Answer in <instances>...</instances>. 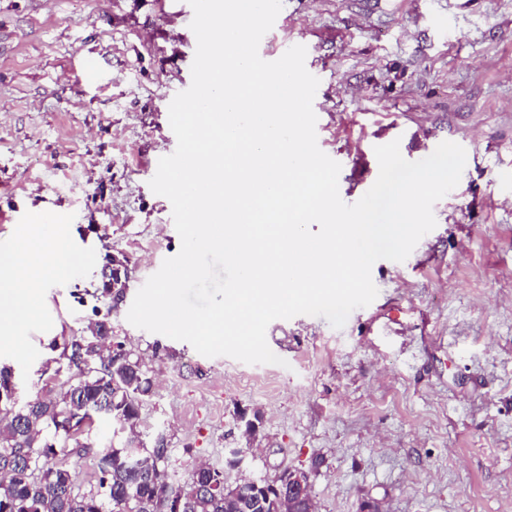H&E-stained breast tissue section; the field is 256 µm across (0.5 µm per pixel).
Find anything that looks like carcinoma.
I'll list each match as a JSON object with an SVG mask.
<instances>
[{
    "label": "carcinoma",
    "instance_id": "1",
    "mask_svg": "<svg viewBox=\"0 0 512 512\" xmlns=\"http://www.w3.org/2000/svg\"><path fill=\"white\" fill-rule=\"evenodd\" d=\"M106 314L84 334L48 344L75 370V381L50 387L17 406L11 368H0V512H271L264 493L248 488L229 499L222 493L190 496L191 485L224 486V470L194 465L187 482L165 480L170 448L147 446L139 435L141 407L154 380L141 357L122 351L112 336L110 315L118 309L110 289ZM109 417L125 444L96 449L91 435L96 418ZM98 458L99 476L87 487L77 484L70 456Z\"/></svg>",
    "mask_w": 512,
    "mask_h": 512
}]
</instances>
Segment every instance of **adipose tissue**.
<instances>
[{"mask_svg":"<svg viewBox=\"0 0 512 512\" xmlns=\"http://www.w3.org/2000/svg\"><path fill=\"white\" fill-rule=\"evenodd\" d=\"M67 235L38 222L0 248V346L15 348L36 314L40 290L83 264Z\"/></svg>","mask_w":512,"mask_h":512,"instance_id":"obj_1","label":"adipose tissue"}]
</instances>
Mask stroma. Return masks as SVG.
Here are the masks:
<instances>
[{
	"label": "stroma",
	"instance_id": "stroma-1",
	"mask_svg": "<svg viewBox=\"0 0 512 512\" xmlns=\"http://www.w3.org/2000/svg\"><path fill=\"white\" fill-rule=\"evenodd\" d=\"M187 0H0V215L47 214L89 267L51 281L23 350H0L22 397L48 381L56 337L93 317L101 261L134 268L112 333L156 386L141 437L164 435L169 471L223 467L309 475L317 512H512V0H283L268 42L308 47L322 150L341 198L379 170L376 146L411 162L444 141L467 159L436 227L342 328L322 317L266 331L281 364L205 357L127 320L129 303L180 237L149 182L177 145L168 107L191 81ZM94 55L98 65L80 68Z\"/></svg>",
	"mask_w": 512,
	"mask_h": 512
}]
</instances>
